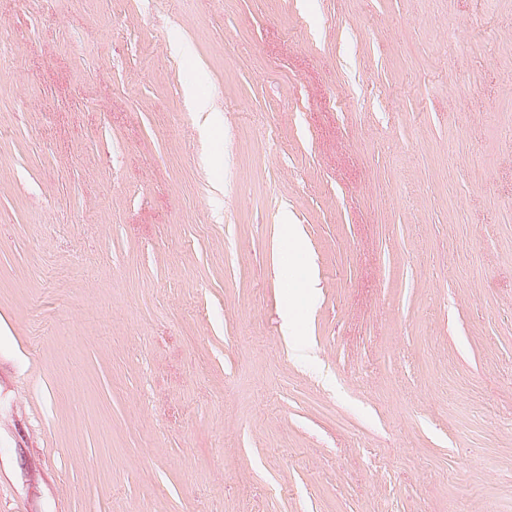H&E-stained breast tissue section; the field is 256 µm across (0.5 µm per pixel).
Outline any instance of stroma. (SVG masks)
<instances>
[{
	"label": "stroma",
	"mask_w": 512,
	"mask_h": 512,
	"mask_svg": "<svg viewBox=\"0 0 512 512\" xmlns=\"http://www.w3.org/2000/svg\"><path fill=\"white\" fill-rule=\"evenodd\" d=\"M0 512H512V0H0Z\"/></svg>",
	"instance_id": "obj_1"
}]
</instances>
